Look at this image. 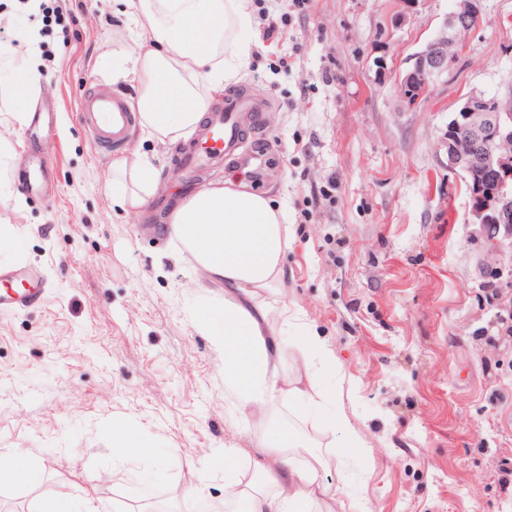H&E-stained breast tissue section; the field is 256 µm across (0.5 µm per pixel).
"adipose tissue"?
Segmentation results:
<instances>
[{
	"label": "adipose tissue",
	"instance_id": "1",
	"mask_svg": "<svg viewBox=\"0 0 512 512\" xmlns=\"http://www.w3.org/2000/svg\"><path fill=\"white\" fill-rule=\"evenodd\" d=\"M122 14L142 16L137 46L116 62L118 76L141 89L139 125L164 144H176L204 120L213 93L241 76L253 24L249 0H115ZM160 183L157 170L133 154L112 165V202L124 211L147 205ZM178 250L188 253L205 280L224 287V299L204 307L199 331L224 351V381L243 419L261 417L274 431L263 439L266 460L256 463L257 483L228 481L225 502L245 512H345L319 469L298 463L304 438L277 428V409L319 406L333 394L326 379L339 375L335 353L288 300L270 307L266 295L285 277L284 258L294 232L283 205L232 179L201 188L169 219ZM297 337L300 360L281 367L285 335Z\"/></svg>",
	"mask_w": 512,
	"mask_h": 512
}]
</instances>
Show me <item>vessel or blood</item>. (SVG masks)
I'll use <instances>...</instances> for the list:
<instances>
[{
  "label": "vessel or blood",
  "mask_w": 512,
  "mask_h": 512,
  "mask_svg": "<svg viewBox=\"0 0 512 512\" xmlns=\"http://www.w3.org/2000/svg\"><path fill=\"white\" fill-rule=\"evenodd\" d=\"M257 109L247 92L226 95L222 108L207 112L204 122L178 154V163L196 170L235 156L245 143L244 116ZM80 119L108 152L125 144L136 114L123 94L99 90L90 92L82 100ZM42 296L43 290L36 283L0 272V311L33 305Z\"/></svg>",
  "instance_id": "vessel-or-blood-1"
}]
</instances>
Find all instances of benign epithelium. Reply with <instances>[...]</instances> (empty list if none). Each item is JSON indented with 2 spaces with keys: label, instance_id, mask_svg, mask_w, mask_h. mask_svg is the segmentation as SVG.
Segmentation results:
<instances>
[{
  "label": "benign epithelium",
  "instance_id": "1",
  "mask_svg": "<svg viewBox=\"0 0 512 512\" xmlns=\"http://www.w3.org/2000/svg\"><path fill=\"white\" fill-rule=\"evenodd\" d=\"M482 0H455L433 34L408 58L396 76L400 104L413 109L426 102L434 87L448 81V68L459 52L458 33L481 15ZM448 172L467 186L466 223L476 227L485 248L480 265L492 267L503 241H512V84L490 97L473 91L461 99L438 140Z\"/></svg>",
  "mask_w": 512,
  "mask_h": 512
}]
</instances>
